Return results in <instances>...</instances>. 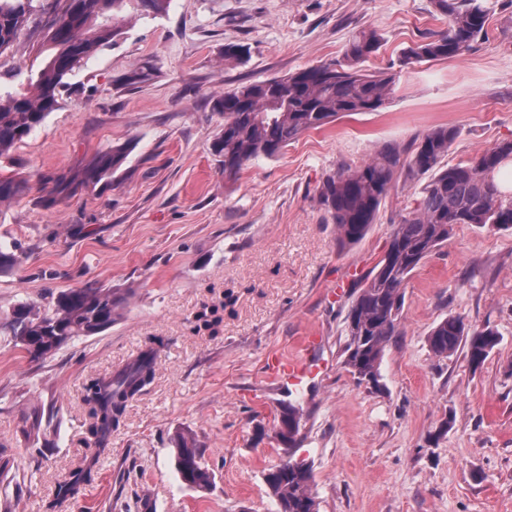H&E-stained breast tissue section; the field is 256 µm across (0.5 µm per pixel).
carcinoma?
Masks as SVG:
<instances>
[{"instance_id":"1","label":"carcinoma","mask_w":512,"mask_h":512,"mask_svg":"<svg viewBox=\"0 0 512 512\" xmlns=\"http://www.w3.org/2000/svg\"><path fill=\"white\" fill-rule=\"evenodd\" d=\"M34 0H0V54L30 22ZM168 0H56L49 23L47 54L41 66L19 74L0 70V156L40 127L56 111L66 79L85 60L108 45L125 23L137 16L160 15ZM436 11L448 18V29L403 50L385 70L368 71L363 64L382 46L373 28L352 34L342 59L303 69L280 78L242 84L213 98V110L224 115V126L213 142L222 158L224 175L233 177L259 158L278 157L304 132L335 119L376 112L395 91L398 74L423 61L454 59L472 49L487 34L496 0H433ZM458 130L438 126L411 148L408 162L401 150L384 145L367 163L328 175L318 188L320 204L336 224L337 244L361 242L375 221L383 200L398 177L413 180L428 176L417 207L396 225L381 260L352 301L346 316L344 367L359 383L382 390L381 363L393 337L399 335L404 289L421 261L448 241L458 224H491L512 230V197L495 182L501 164L512 157V141L483 150L471 162L443 164ZM132 146L114 145L95 155L79 171L42 179V190L53 203L78 189H93L112 182L127 163ZM27 181L0 178V202L23 192ZM22 263L17 249L0 244V272ZM122 298L112 289L85 283L41 301L21 302L0 321V331L14 338L33 360L44 359L63 346L95 336L112 325ZM427 343L437 357L448 358L459 349L477 369L498 344L497 332L486 326L471 329L457 316L439 321ZM157 349L149 345L114 374L90 380L84 388L86 433L99 450L106 451L112 430L121 424L130 400L154 377ZM288 420L284 454L297 442L302 413L290 403L280 420ZM175 466L182 481L197 490L210 489L215 474L204 462L194 438H178ZM91 465L76 466L59 483L58 496L73 498L90 475ZM276 512H319L311 491L308 465L290 458L264 475Z\"/></svg>"}]
</instances>
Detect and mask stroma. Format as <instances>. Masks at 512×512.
<instances>
[{
	"label": "stroma",
	"instance_id": "35a3bbf8",
	"mask_svg": "<svg viewBox=\"0 0 512 512\" xmlns=\"http://www.w3.org/2000/svg\"><path fill=\"white\" fill-rule=\"evenodd\" d=\"M45 24L36 17L0 66L35 65ZM366 27L383 37L365 64L379 70L448 20L432 0H170L86 60L59 108L0 157V176L33 184L0 209V238L26 256L0 274V319L87 282L124 297L112 326L38 361L0 335V450L15 472L0 482V512H276L264 475L287 455L273 431L288 403L304 413L288 455L310 466L319 512H512V230L458 225L423 260L375 393L342 363L344 320L423 183L398 182L366 237L344 249L317 196L327 175L390 143L410 149L438 126L459 132L451 164L512 140V0H500L487 37L462 57L403 70L379 111L307 131L231 179L212 149L223 124L212 97L336 61ZM229 44L247 57L225 59ZM146 63L148 79L122 83ZM128 141L127 171L112 183L54 205L35 189L39 176ZM344 278L346 294L331 299ZM229 292L233 312L216 330L198 328L197 313ZM448 316L498 333L481 368L429 349V331ZM312 333L322 370L280 384L271 362L301 354ZM158 338L153 381L97 453L84 434L85 385ZM38 414L53 420L37 454L25 429ZM183 433L215 473L210 490L187 487L176 470ZM91 456V481L57 501L61 476Z\"/></svg>",
	"mask_w": 512,
	"mask_h": 512
}]
</instances>
